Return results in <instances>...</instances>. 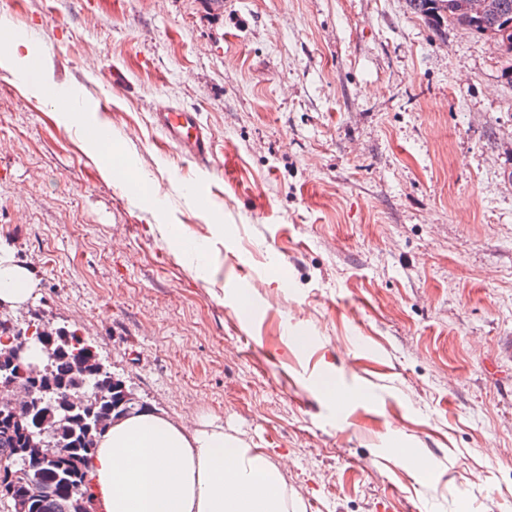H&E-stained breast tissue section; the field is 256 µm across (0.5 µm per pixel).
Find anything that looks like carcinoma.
Here are the masks:
<instances>
[{"instance_id":"obj_1","label":"carcinoma","mask_w":512,"mask_h":512,"mask_svg":"<svg viewBox=\"0 0 512 512\" xmlns=\"http://www.w3.org/2000/svg\"><path fill=\"white\" fill-rule=\"evenodd\" d=\"M494 2L496 11L488 16L467 11L463 7L465 0H408L413 13L437 32L451 24L492 38L507 59L506 73L512 76V0ZM40 319L41 314L37 310L31 312V318L22 324L0 315V338L23 336L30 329L38 335L44 330ZM70 336L72 342H56L45 357L39 380L58 385L74 384L73 372L79 367L82 355L90 352L93 345L81 340L75 329L70 331ZM84 392L85 402L75 409L60 406L52 393L37 397L45 436L65 442L70 452L69 458L60 462L28 461L30 481L36 485H47V491L30 501L27 512H79L78 499L68 493V487L73 484L81 485L85 494L92 496L90 461L94 451L88 449L85 439L100 418L111 415L114 410L120 411V407L116 401L97 398L90 384ZM25 446L23 436L0 432V459L11 461V465L3 467V472L21 465Z\"/></svg>"}]
</instances>
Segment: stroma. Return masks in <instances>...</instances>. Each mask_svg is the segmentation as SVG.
<instances>
[{"instance_id": "stroma-1", "label": "stroma", "mask_w": 512, "mask_h": 512, "mask_svg": "<svg viewBox=\"0 0 512 512\" xmlns=\"http://www.w3.org/2000/svg\"><path fill=\"white\" fill-rule=\"evenodd\" d=\"M0 18L52 85L106 102L157 193L106 179L85 126L0 72V246L36 282L12 317L77 327L145 407L264 449L300 512H512L493 40L433 33L406 0H0ZM161 107L199 112L210 166L167 144Z\"/></svg>"}]
</instances>
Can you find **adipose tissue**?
I'll return each mask as SVG.
<instances>
[{"label": "adipose tissue", "instance_id": "ef3b65f1", "mask_svg": "<svg viewBox=\"0 0 512 512\" xmlns=\"http://www.w3.org/2000/svg\"><path fill=\"white\" fill-rule=\"evenodd\" d=\"M34 43L0 22V69L40 95L53 94ZM35 296L29 272L0 248V302L20 306ZM93 494L99 512H290L278 464L262 449L225 433L223 425L190 429L168 416L134 411L97 440Z\"/></svg>", "mask_w": 512, "mask_h": 512}]
</instances>
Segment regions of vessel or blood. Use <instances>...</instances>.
Instances as JSON below:
<instances>
[{
    "instance_id": "obj_1",
    "label": "vessel or blood",
    "mask_w": 512,
    "mask_h": 512,
    "mask_svg": "<svg viewBox=\"0 0 512 512\" xmlns=\"http://www.w3.org/2000/svg\"><path fill=\"white\" fill-rule=\"evenodd\" d=\"M157 125L169 144L183 156L199 164H208L213 154L214 138L198 113L175 108H162L155 114Z\"/></svg>"
}]
</instances>
